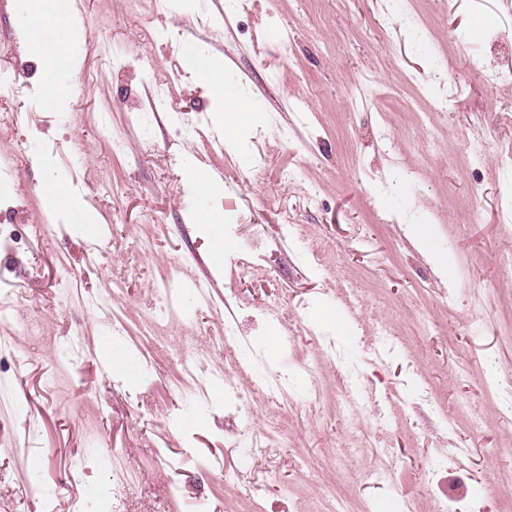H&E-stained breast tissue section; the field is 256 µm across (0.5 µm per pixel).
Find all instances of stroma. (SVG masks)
Instances as JSON below:
<instances>
[{
    "instance_id": "35a3bbf8",
    "label": "stroma",
    "mask_w": 512,
    "mask_h": 512,
    "mask_svg": "<svg viewBox=\"0 0 512 512\" xmlns=\"http://www.w3.org/2000/svg\"><path fill=\"white\" fill-rule=\"evenodd\" d=\"M73 58L58 99L48 100L39 59L0 51V76L31 82L29 99L0 104V190L20 195L23 235L0 250V296L14 303L12 344L0 358V512H99L102 486L118 485L116 512H322L339 497L351 512L386 500L367 472L373 453L394 451V480L448 512H512V83L488 73L512 68V0H414L420 28L398 0H71ZM226 14L222 41L203 38L201 12ZM226 62L250 112H230L217 86L180 56L186 39ZM181 72L153 100L149 70ZM376 76L378 97L360 106L352 90ZM445 99L436 111L431 98ZM108 117L109 132L100 119ZM289 138H282L281 128ZM122 154H115L113 137ZM483 142L480 153L469 140ZM223 175L212 195L224 239L197 214L198 166ZM59 181L63 200L47 202ZM317 187V201L308 190ZM100 226L88 237L69 223L70 202ZM429 224L448 264L429 263L403 231ZM152 239L147 256L134 249ZM318 247L322 265L306 249ZM246 247L247 278L230 258ZM180 263L185 279H210L219 307L200 311L186 351L224 333L234 315L265 358L314 366L319 401L279 409L254 401L244 425L224 416L223 395L196 406L180 384L177 356L142 336L158 315L155 286ZM114 295L124 324L87 306ZM238 298L222 307L225 296ZM289 311L272 324L262 310ZM486 324L474 329L473 310ZM38 325L26 334L27 323ZM387 330L388 352L367 347ZM335 338L343 361L323 355ZM136 357L119 372L111 356ZM390 413L344 428L338 397L347 367ZM500 398L487 397L483 380ZM288 432L282 448L264 434ZM255 447L252 502L226 479L237 439ZM436 448H466L442 460Z\"/></svg>"
}]
</instances>
